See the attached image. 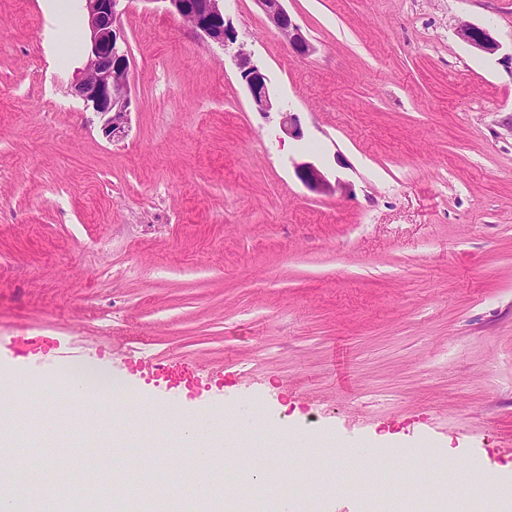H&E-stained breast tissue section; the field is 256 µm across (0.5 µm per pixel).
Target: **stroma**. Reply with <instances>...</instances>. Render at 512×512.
<instances>
[{"mask_svg": "<svg viewBox=\"0 0 512 512\" xmlns=\"http://www.w3.org/2000/svg\"><path fill=\"white\" fill-rule=\"evenodd\" d=\"M285 6L307 57L256 0L224 13L301 138L255 110L231 50L130 0L110 141L69 91L80 0H0V372L75 424L66 369L90 363L124 381L128 423L171 399L226 411L275 468L319 449L321 512H381L380 467L411 461L406 502L436 484L450 512H494L512 480V0ZM465 22L499 50L461 42ZM19 335L54 344L20 356ZM336 447L364 486L337 487ZM274 31L298 58L306 57L314 47L284 6L285 0H256ZM296 173L302 183L311 191L327 192L332 190L325 174L311 163H299L295 166Z\"/></svg>", "mask_w": 512, "mask_h": 512, "instance_id": "1", "label": "stroma"}]
</instances>
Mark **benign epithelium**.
Masks as SVG:
<instances>
[{
    "mask_svg": "<svg viewBox=\"0 0 512 512\" xmlns=\"http://www.w3.org/2000/svg\"><path fill=\"white\" fill-rule=\"evenodd\" d=\"M88 18L89 40L86 44V62L71 84V92L92 106L101 118V130L109 139H120L125 134L130 107L131 60L120 18L126 11L127 0H83ZM167 10L179 17L202 39L223 48L236 43V32L224 14L223 0H163ZM274 31L298 58L306 57L314 47L300 26L284 6V0H257ZM457 37L470 46L494 52L498 43L489 32L475 24L465 23L456 31ZM245 79L253 106L258 112L277 109L271 97L266 77L250 64L247 54L239 49L234 55ZM280 127L292 137H300L298 118L291 112L282 113ZM296 173L311 191L327 192L332 189L325 174L311 163H299ZM65 512H109L107 505L88 502L75 493L60 503Z\"/></svg>",
    "mask_w": 512,
    "mask_h": 512,
    "instance_id": "benign-epithelium-1",
    "label": "benign epithelium"
}]
</instances>
